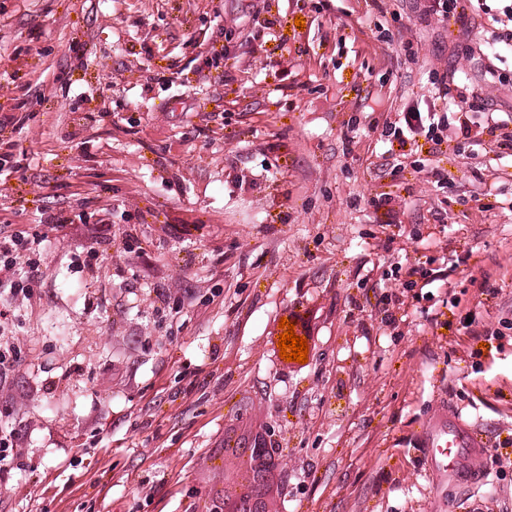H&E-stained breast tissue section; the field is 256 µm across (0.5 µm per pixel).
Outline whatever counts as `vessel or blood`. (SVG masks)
I'll return each mask as SVG.
<instances>
[{"instance_id": "1", "label": "vessel or blood", "mask_w": 512, "mask_h": 512, "mask_svg": "<svg viewBox=\"0 0 512 512\" xmlns=\"http://www.w3.org/2000/svg\"><path fill=\"white\" fill-rule=\"evenodd\" d=\"M424 440L433 469L448 483L472 486L481 480L478 459L486 443L476 428L448 414L427 424Z\"/></svg>"}]
</instances>
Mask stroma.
Segmentation results:
<instances>
[{"mask_svg": "<svg viewBox=\"0 0 512 512\" xmlns=\"http://www.w3.org/2000/svg\"><path fill=\"white\" fill-rule=\"evenodd\" d=\"M428 105L512 131V0H0V235L41 252L0 284V512H212L259 425L277 512H512V154L391 136ZM450 409L478 487L430 468ZM424 2L426 3L422 12L425 17L437 15L448 19L450 16H456L463 19V22H465L468 8H474L473 2L478 3L479 9H482L481 5L484 6L483 2L472 0H425Z\"/></svg>", "mask_w": 512, "mask_h": 512, "instance_id": "35a3bbf8", "label": "stroma"}]
</instances>
